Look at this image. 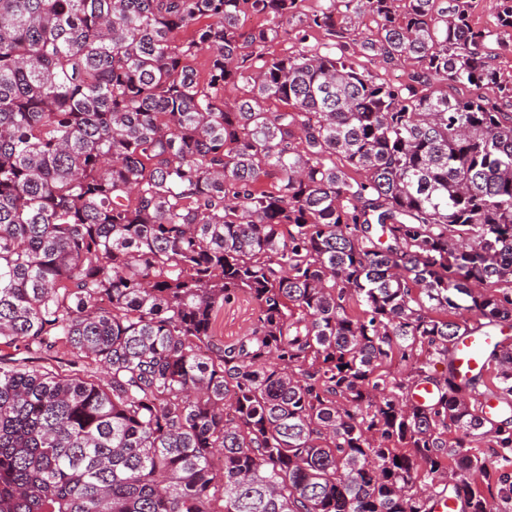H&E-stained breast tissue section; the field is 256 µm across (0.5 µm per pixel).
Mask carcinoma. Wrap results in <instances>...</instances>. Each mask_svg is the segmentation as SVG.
Masks as SVG:
<instances>
[{"mask_svg":"<svg viewBox=\"0 0 512 512\" xmlns=\"http://www.w3.org/2000/svg\"><path fill=\"white\" fill-rule=\"evenodd\" d=\"M305 2L0 0V346L22 352L0 361V512L512 497L506 471L469 480L482 444L512 465V419L454 363L512 322V82L489 48L512 0L491 27L471 0ZM356 37L409 82L360 70ZM237 292L258 315L226 344ZM62 348L67 370L33 364ZM489 361L512 400V348ZM257 304L247 294L238 293L224 301L214 320V333L224 343L235 342L249 333L255 325Z\"/></svg>","mask_w":512,"mask_h":512,"instance_id":"1","label":"carcinoma"}]
</instances>
